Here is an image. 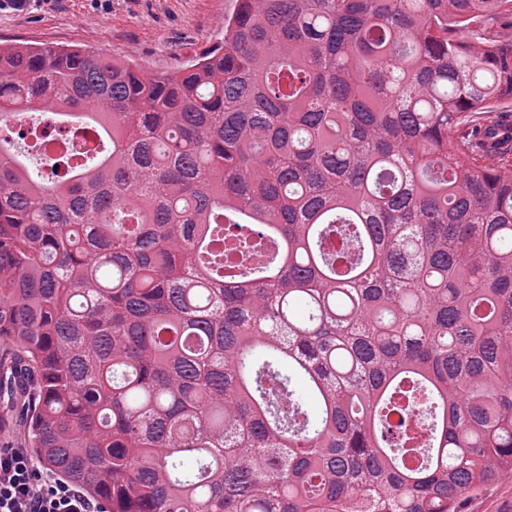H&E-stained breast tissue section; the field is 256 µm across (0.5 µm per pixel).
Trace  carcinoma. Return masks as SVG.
<instances>
[{
	"mask_svg": "<svg viewBox=\"0 0 512 512\" xmlns=\"http://www.w3.org/2000/svg\"><path fill=\"white\" fill-rule=\"evenodd\" d=\"M508 15L237 0L167 74L1 45L22 447L110 512H459L512 476ZM60 134L99 149L35 154Z\"/></svg>",
	"mask_w": 512,
	"mask_h": 512,
	"instance_id": "1",
	"label": "carcinoma"
}]
</instances>
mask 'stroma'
<instances>
[{
    "label": "stroma",
    "instance_id": "stroma-1",
    "mask_svg": "<svg viewBox=\"0 0 512 512\" xmlns=\"http://www.w3.org/2000/svg\"><path fill=\"white\" fill-rule=\"evenodd\" d=\"M236 0H24L0 10V44L78 45L154 73L224 39Z\"/></svg>",
    "mask_w": 512,
    "mask_h": 512
}]
</instances>
